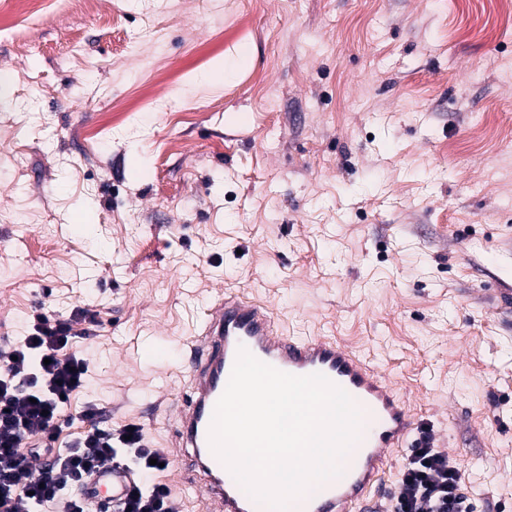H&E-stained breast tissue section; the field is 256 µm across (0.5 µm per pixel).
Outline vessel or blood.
<instances>
[{
  "instance_id": "obj_1",
  "label": "vessel or blood",
  "mask_w": 512,
  "mask_h": 512,
  "mask_svg": "<svg viewBox=\"0 0 512 512\" xmlns=\"http://www.w3.org/2000/svg\"><path fill=\"white\" fill-rule=\"evenodd\" d=\"M276 369L306 376L325 375L343 388L362 412L358 440L344 458L341 476L312 487L292 501L289 512H353L377 485L384 459L402 447L414 421L393 387L353 351L319 336H284L272 314L238 294L218 295L206 307L198 334L185 343L188 384L178 407L175 442L178 460L193 477L204 512H269L251 498L212 452L209 429L217 401L229 381L239 348ZM132 473L120 467L94 475L88 503L99 512V490L119 499Z\"/></svg>"
}]
</instances>
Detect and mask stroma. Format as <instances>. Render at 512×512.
I'll use <instances>...</instances> for the list:
<instances>
[{"label": "stroma", "mask_w": 512, "mask_h": 512, "mask_svg": "<svg viewBox=\"0 0 512 512\" xmlns=\"http://www.w3.org/2000/svg\"><path fill=\"white\" fill-rule=\"evenodd\" d=\"M501 2L0 0V338L96 311L70 433L94 401L168 450L183 345L232 291L355 350L512 512ZM249 58V49L247 47H240L237 50L235 57L231 63L221 65L211 72L207 73L203 78L206 81H224L232 78L237 72L240 65Z\"/></svg>", "instance_id": "1"}]
</instances>
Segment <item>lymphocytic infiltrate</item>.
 <instances>
[{"instance_id": "lymphocytic-infiltrate-1", "label": "lymphocytic infiltrate", "mask_w": 512, "mask_h": 512, "mask_svg": "<svg viewBox=\"0 0 512 512\" xmlns=\"http://www.w3.org/2000/svg\"><path fill=\"white\" fill-rule=\"evenodd\" d=\"M99 327L85 308L66 318L40 313L21 338L0 340V512H86L89 479L113 466L131 469L134 478L112 512H178L169 487L155 480L168 457L149 446L140 425L102 426L101 408L89 401L80 412L89 429L59 440L70 398L92 377L76 341L96 337ZM44 451L53 462L34 473L31 458ZM382 512H477V504L464 490L460 464L424 432Z\"/></svg>"}]
</instances>
